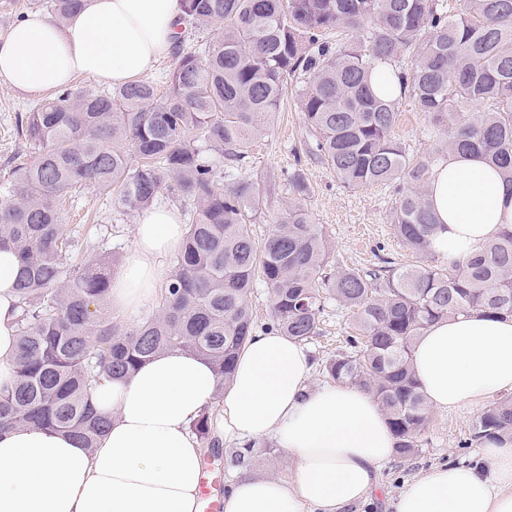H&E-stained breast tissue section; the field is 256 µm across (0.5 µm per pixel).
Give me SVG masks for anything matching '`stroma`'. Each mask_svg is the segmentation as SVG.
Returning <instances> with one entry per match:
<instances>
[{
  "instance_id": "stroma-1",
  "label": "stroma",
  "mask_w": 512,
  "mask_h": 512,
  "mask_svg": "<svg viewBox=\"0 0 512 512\" xmlns=\"http://www.w3.org/2000/svg\"><path fill=\"white\" fill-rule=\"evenodd\" d=\"M303 87L298 80L288 83L271 133L252 153L251 172L270 174L275 180L271 202L254 227L257 238H264L280 220L288 202V174L299 164L310 183L304 207L312 223L323 230L332 269L367 271L386 260L414 263V256L395 237L390 224L397 199L394 186L375 184L349 189L325 163L308 153L311 138L298 103ZM30 105V99L0 84V181L10 179L18 165L31 163L36 157L34 148L21 137L16 125L17 115ZM396 130L408 154L441 159L446 136L412 99H403ZM65 222L68 235L82 242L90 256L113 255L123 261L134 251L137 218L124 213L106 191H83L66 214ZM323 328V336L309 344L316 357L339 346L351 330V319L332 305L323 316ZM477 414L474 408L433 411L418 455L410 460L391 457L379 470L374 493L351 506L349 512H393L391 503L405 484L436 465L466 458L472 466L484 467L481 449L464 445Z\"/></svg>"
}]
</instances>
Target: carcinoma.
I'll return each instance as SVG.
<instances>
[{
    "instance_id": "cac0c4a2",
    "label": "carcinoma",
    "mask_w": 512,
    "mask_h": 512,
    "mask_svg": "<svg viewBox=\"0 0 512 512\" xmlns=\"http://www.w3.org/2000/svg\"><path fill=\"white\" fill-rule=\"evenodd\" d=\"M84 0H46L60 21ZM182 25H215L214 41L183 49L167 89L141 80L110 90H58L18 116L38 150L34 163L0 183V246L22 261L16 285V380L0 390V432L55 429L91 448L108 427L89 401L104 377H126L164 350L206 359L224 383L248 337L276 331L308 343L321 335L329 302L353 313L355 334L323 357L319 373L367 390L383 410L401 458L418 453L431 414L413 369L415 343L431 324L469 311L512 317V230L463 262L329 269L323 231L303 201V169L288 174L292 196L281 221L258 240L264 184L248 174L254 147L271 130L288 78L302 76L299 107L308 153L349 189L405 180L391 214L395 236L425 255L437 221L426 198L431 157H410L396 135L409 97L448 132L449 153L483 154L512 179V0H463L452 17L443 0H183ZM414 52L412 71L399 66ZM393 68L386 94L370 76ZM475 102L487 105L478 114ZM224 159L221 171L214 156ZM107 190L127 214L171 193L193 210L157 313L133 327L114 324L104 258L66 265L77 244L61 206L76 187ZM269 320L254 315L257 282ZM220 454L208 407L192 424ZM512 442V397L487 406L464 447ZM271 447L247 442L225 452L228 470H252Z\"/></svg>"
}]
</instances>
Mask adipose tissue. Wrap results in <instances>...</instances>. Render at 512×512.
Instances as JSON below:
<instances>
[{
  "mask_svg": "<svg viewBox=\"0 0 512 512\" xmlns=\"http://www.w3.org/2000/svg\"><path fill=\"white\" fill-rule=\"evenodd\" d=\"M183 0H87L66 23L30 14L0 39V82L34 98L79 75L122 86L149 76L169 55ZM434 251L460 262L512 229V182L477 155L454 154L428 182ZM186 226L174 209L140 214L136 247L112 282L111 311L136 312L165 279L163 257ZM19 258L0 249V387L15 378L14 290ZM415 375L438 410L477 406L512 388V318L479 312L430 325L413 351ZM306 346L256 332L231 380L217 388L211 365L183 350L154 356L131 376L90 392L111 420L95 448L64 433L17 428L0 434V512H199V443L191 426L214 400L224 440L272 436L293 463L290 481L245 472L224 512H345L377 486L395 438L376 401L345 385L310 387ZM486 466L444 464L409 481L394 512H512V444L484 451Z\"/></svg>",
  "mask_w": 512,
  "mask_h": 512,
  "instance_id": "obj_1",
  "label": "adipose tissue"
}]
</instances>
